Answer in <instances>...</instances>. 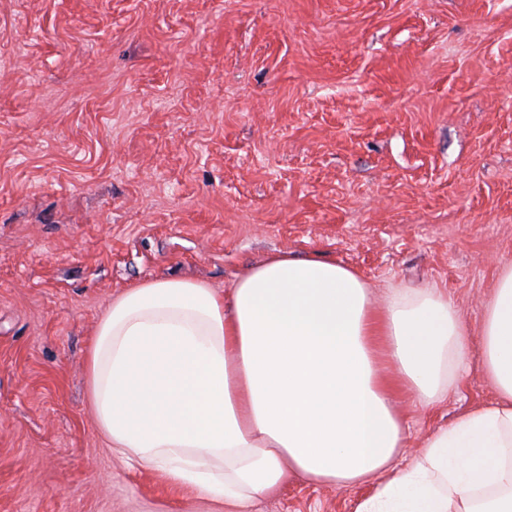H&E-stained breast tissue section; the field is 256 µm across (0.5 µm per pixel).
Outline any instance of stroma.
<instances>
[{
	"label": "stroma",
	"instance_id": "stroma-1",
	"mask_svg": "<svg viewBox=\"0 0 512 512\" xmlns=\"http://www.w3.org/2000/svg\"><path fill=\"white\" fill-rule=\"evenodd\" d=\"M278 250L454 299L467 362L435 407L397 394L405 459L493 399L512 0H0V512H212L107 447L86 353L125 288L225 296ZM370 490L292 476L245 512Z\"/></svg>",
	"mask_w": 512,
	"mask_h": 512
}]
</instances>
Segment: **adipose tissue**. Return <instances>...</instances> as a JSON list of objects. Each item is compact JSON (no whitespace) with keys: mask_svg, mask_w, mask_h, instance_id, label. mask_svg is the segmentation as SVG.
<instances>
[{"mask_svg":"<svg viewBox=\"0 0 512 512\" xmlns=\"http://www.w3.org/2000/svg\"><path fill=\"white\" fill-rule=\"evenodd\" d=\"M465 328L439 288H393L375 308L354 269L267 255L228 296L159 279L127 288L87 356L89 404L110 448L244 512L289 476L376 480L354 512H512V266L481 327L492 401L435 430L396 464L397 390L431 406L466 356ZM393 366L396 380L378 370Z\"/></svg>","mask_w":512,"mask_h":512,"instance_id":"ef3b65f1","label":"adipose tissue"}]
</instances>
